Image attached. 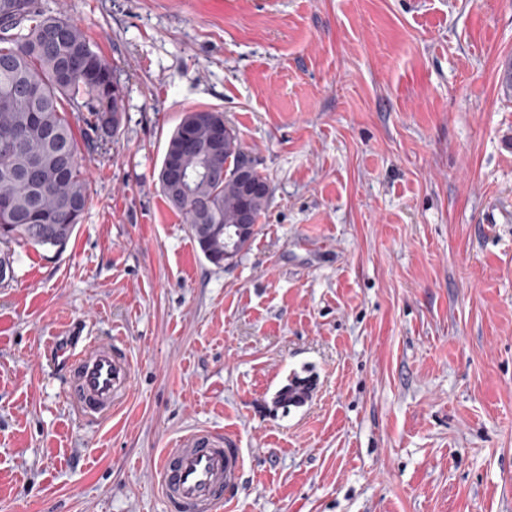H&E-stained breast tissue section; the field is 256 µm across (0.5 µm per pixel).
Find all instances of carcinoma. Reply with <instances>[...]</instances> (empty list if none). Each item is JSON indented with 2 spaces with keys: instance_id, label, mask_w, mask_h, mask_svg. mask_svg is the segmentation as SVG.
Returning <instances> with one entry per match:
<instances>
[{
  "instance_id": "1",
  "label": "carcinoma",
  "mask_w": 512,
  "mask_h": 512,
  "mask_svg": "<svg viewBox=\"0 0 512 512\" xmlns=\"http://www.w3.org/2000/svg\"><path fill=\"white\" fill-rule=\"evenodd\" d=\"M121 102L113 68L79 26L46 10L41 0H0V244L61 249L68 243L89 203L68 113H87L83 141L90 149L94 134L112 126L102 115L120 111ZM222 119L219 111L188 110L168 139L164 156H177L188 194L172 196L166 166L159 171L167 205L217 266L224 264V250L237 247L239 212L246 210L258 223L270 196L267 178L256 169L250 177L262 190L243 194L236 173L251 151L234 126L220 155L210 157L201 149L212 121ZM189 127L198 149L182 145ZM301 389V381L291 379L276 395V405L288 408Z\"/></svg>"
}]
</instances>
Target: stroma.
<instances>
[{
  "instance_id": "1",
  "label": "stroma",
  "mask_w": 512,
  "mask_h": 512,
  "mask_svg": "<svg viewBox=\"0 0 512 512\" xmlns=\"http://www.w3.org/2000/svg\"><path fill=\"white\" fill-rule=\"evenodd\" d=\"M42 3L123 108L66 247L0 245V512H170L152 474L196 426L244 450L233 512H512V0ZM192 109L271 188L221 267L158 183ZM111 336L131 393L80 422L50 347Z\"/></svg>"
}]
</instances>
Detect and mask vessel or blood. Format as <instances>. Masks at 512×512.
I'll list each match as a JSON object with an SVG mask.
<instances>
[{
  "label": "vessel or blood",
  "instance_id": "1",
  "mask_svg": "<svg viewBox=\"0 0 512 512\" xmlns=\"http://www.w3.org/2000/svg\"><path fill=\"white\" fill-rule=\"evenodd\" d=\"M56 355L70 379L65 398L79 418L111 416L128 398L132 363L120 338L92 340L77 351L60 347ZM244 469L236 438L196 427L163 450L156 481L171 512H227Z\"/></svg>",
  "mask_w": 512,
  "mask_h": 512
}]
</instances>
